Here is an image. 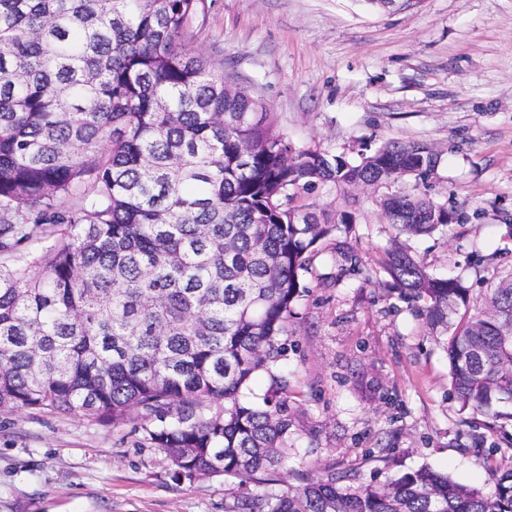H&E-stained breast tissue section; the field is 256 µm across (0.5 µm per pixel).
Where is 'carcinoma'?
<instances>
[{
	"instance_id": "carcinoma-1",
	"label": "carcinoma",
	"mask_w": 512,
	"mask_h": 512,
	"mask_svg": "<svg viewBox=\"0 0 512 512\" xmlns=\"http://www.w3.org/2000/svg\"><path fill=\"white\" fill-rule=\"evenodd\" d=\"M208 0H0V412H137L173 477L237 480L224 512H512L511 466L490 492L421 466L383 484L324 470L278 492L296 454L286 357L314 246L352 229L299 194L425 181L438 156L385 144L354 163L298 150L270 113L187 46ZM397 230L384 296L445 337L461 408L512 428V276L472 310L399 236L453 221L424 195L384 199ZM338 277L377 271L336 247ZM261 375L262 401L250 398Z\"/></svg>"
}]
</instances>
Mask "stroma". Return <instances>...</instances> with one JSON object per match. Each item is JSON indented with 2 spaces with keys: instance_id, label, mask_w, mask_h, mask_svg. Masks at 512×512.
<instances>
[{
  "instance_id": "35a3bbf8",
  "label": "stroma",
  "mask_w": 512,
  "mask_h": 512,
  "mask_svg": "<svg viewBox=\"0 0 512 512\" xmlns=\"http://www.w3.org/2000/svg\"><path fill=\"white\" fill-rule=\"evenodd\" d=\"M188 46L260 101L299 149L358 158L384 142L438 156L424 185L387 182L307 197L352 214L315 248L288 335V411L300 437L285 482L317 470L384 482L427 464L491 488L494 435L451 394L448 355L405 303L338 277L336 245L379 266L395 236L382 201L419 191L452 224L408 244L482 304L512 271V0H213ZM139 421L0 412V512H224L229 477L174 481Z\"/></svg>"
}]
</instances>
